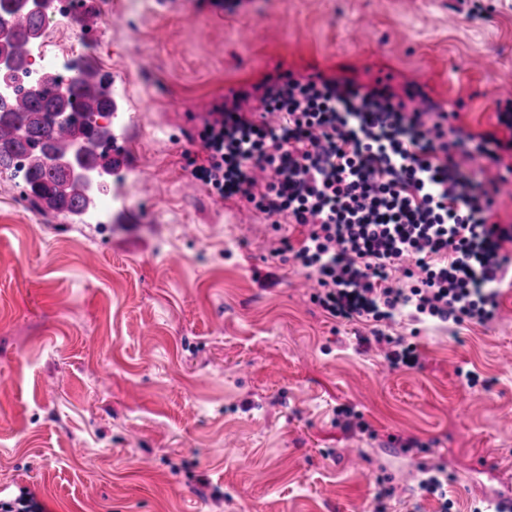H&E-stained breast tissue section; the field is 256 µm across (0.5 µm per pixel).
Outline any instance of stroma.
Here are the masks:
<instances>
[{"label":"stroma","instance_id":"1","mask_svg":"<svg viewBox=\"0 0 512 512\" xmlns=\"http://www.w3.org/2000/svg\"><path fill=\"white\" fill-rule=\"evenodd\" d=\"M83 30L46 25L62 66L118 90L141 163L112 177L99 225L25 200L0 173V493L45 512H485L512 499V288L458 338L425 329L391 369L369 329L331 318L272 258L265 215L199 187L201 116L279 70L368 85L415 79L472 131L512 95V0H106ZM479 375L467 386L459 370ZM346 408L364 431L337 425ZM415 440L406 452L401 441ZM448 471L450 505L419 462ZM394 493L380 497L381 486ZM447 481L445 468L440 464L422 463L418 469V489L421 493L438 497L441 509H448L447 492L444 487Z\"/></svg>","mask_w":512,"mask_h":512}]
</instances>
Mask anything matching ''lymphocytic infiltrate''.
<instances>
[{"mask_svg":"<svg viewBox=\"0 0 512 512\" xmlns=\"http://www.w3.org/2000/svg\"><path fill=\"white\" fill-rule=\"evenodd\" d=\"M192 176L298 230L275 253L313 279L327 315L370 323L393 368L417 346L385 333L407 317L453 328L493 321L512 283V225L494 221L512 180V100L473 132L414 82L394 89L285 71L225 96L190 136ZM497 167L462 169L458 154Z\"/></svg>","mask_w":512,"mask_h":512,"instance_id":"f902f5d3","label":"lymphocytic infiltrate"}]
</instances>
